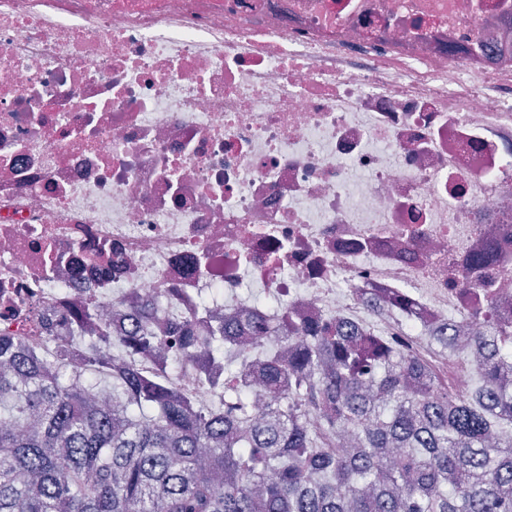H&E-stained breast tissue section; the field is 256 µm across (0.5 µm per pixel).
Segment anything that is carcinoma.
Wrapping results in <instances>:
<instances>
[{
  "label": "carcinoma",
  "mask_w": 512,
  "mask_h": 512,
  "mask_svg": "<svg viewBox=\"0 0 512 512\" xmlns=\"http://www.w3.org/2000/svg\"><path fill=\"white\" fill-rule=\"evenodd\" d=\"M486 286L466 349L432 329L433 346L478 355V385L456 398L403 340L349 332L332 318L183 321L182 357L142 372L165 337L153 318L117 343L112 364L89 342L79 367L23 356L0 336V512H512V321ZM249 336L288 346L237 352L231 381L207 378L223 409H194L176 371L224 357ZM267 408L256 412L252 382Z\"/></svg>",
  "instance_id": "obj_1"
}]
</instances>
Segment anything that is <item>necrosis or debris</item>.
<instances>
[{
  "mask_svg": "<svg viewBox=\"0 0 512 512\" xmlns=\"http://www.w3.org/2000/svg\"><path fill=\"white\" fill-rule=\"evenodd\" d=\"M512 0H0V331L273 295L400 337L512 290ZM222 293L201 312L206 289ZM366 299H359L358 291ZM468 398L473 368L409 339Z\"/></svg>",
  "mask_w": 512,
  "mask_h": 512,
  "instance_id": "1",
  "label": "necrosis or debris"
}]
</instances>
